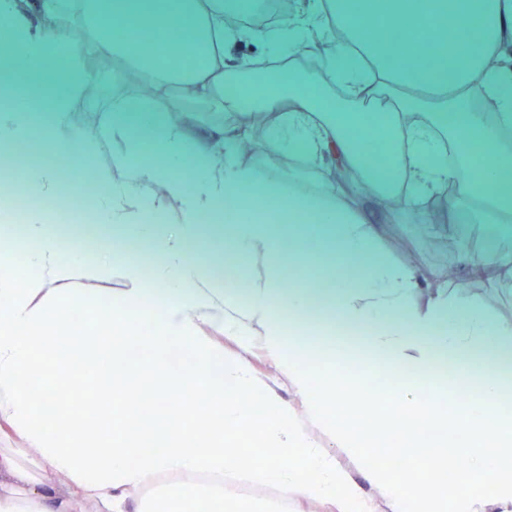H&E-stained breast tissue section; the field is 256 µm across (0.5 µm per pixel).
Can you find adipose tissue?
<instances>
[{
    "label": "adipose tissue",
    "mask_w": 512,
    "mask_h": 512,
    "mask_svg": "<svg viewBox=\"0 0 512 512\" xmlns=\"http://www.w3.org/2000/svg\"><path fill=\"white\" fill-rule=\"evenodd\" d=\"M257 7L258 0H0L13 30L0 46V143L72 153L70 172H30L34 195L60 198L92 171L104 225L146 242L158 258L146 277L109 240L95 261L65 253L45 231L46 210H28L38 246L27 278L0 277V430L23 442L0 448V512H147L149 491L166 478L175 493H192L193 512H223L238 485L270 479L281 493L278 512L292 499L326 512H512V459H502L512 455V412L495 406V373L466 422L444 411L445 397L427 402L409 383L388 385L392 411L382 430L365 413L371 368L355 371L346 352L311 362L287 338L279 311L299 316L317 307L365 333L387 368L415 375L442 356L467 366L490 354L512 360V322L462 301L465 280L448 283L441 267L384 252L382 228L352 210L337 185L315 192L292 173L261 179L239 159L240 132L219 126L191 138L169 103L175 89L212 112L277 114L269 151L299 146L307 165L349 174L355 192L402 195L403 209L415 211L423 232L448 246L469 276L511 289L512 247L500 240L512 234V0H296L282 30L317 57L328 80L341 82L346 109L290 69L227 93L226 75L243 65L237 43L269 34L225 19ZM370 27L388 38L356 41ZM430 30L437 49L411 56V44ZM188 35L200 51L174 57V43ZM95 58L112 60L117 89L109 108L83 123L76 113L96 81ZM20 89L24 107L13 103ZM475 90L496 102L495 122L472 108ZM106 141L112 161L103 164ZM370 141L382 145L375 163L366 158ZM432 199L447 200L444 223L432 221ZM476 223L487 227L478 253L468 246ZM208 236L230 246L228 283L216 278L214 260L190 257ZM324 256V276L285 287L284 258ZM116 266L127 286L114 291L107 284ZM236 284L248 285L246 303L234 297ZM81 311L94 325L75 335L70 322ZM217 328L236 350L216 341ZM93 340L112 361L100 378L113 403L136 383L166 379L172 347L193 353L196 364L177 383L178 402L160 416L129 411L121 437L108 443L92 441L67 413L33 423L36 407L54 405L49 376L97 367L87 353ZM132 343L142 351L134 360L126 354ZM258 352L277 380L255 368ZM257 433L273 450L260 462L220 444ZM455 436L465 449L448 479L398 481L366 454L389 448L436 466ZM156 437L162 451L145 450ZM342 454L380 498L364 493ZM489 468L494 481L478 480Z\"/></svg>",
    "instance_id": "obj_1"
}]
</instances>
